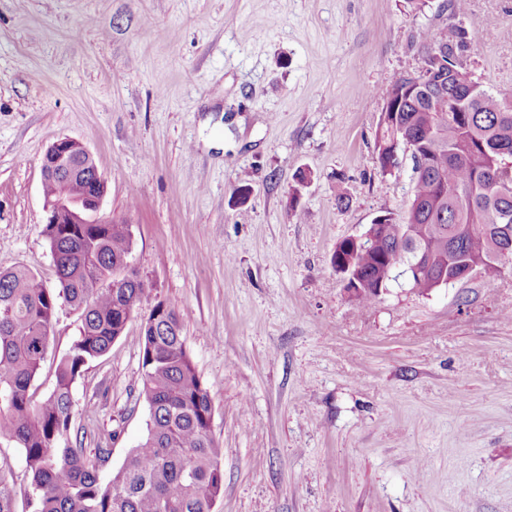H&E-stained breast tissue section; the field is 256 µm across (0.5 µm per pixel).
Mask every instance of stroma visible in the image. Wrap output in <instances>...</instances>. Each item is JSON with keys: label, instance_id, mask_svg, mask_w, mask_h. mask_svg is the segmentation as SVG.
I'll use <instances>...</instances> for the list:
<instances>
[{"label": "stroma", "instance_id": "35a3bbf8", "mask_svg": "<svg viewBox=\"0 0 512 512\" xmlns=\"http://www.w3.org/2000/svg\"><path fill=\"white\" fill-rule=\"evenodd\" d=\"M444 4L0 0V271L58 288L41 159L81 142L209 392L214 512H512V272L424 295L402 276L362 305L331 265L409 204L411 156L381 171L375 132ZM469 12L464 65L512 100V0ZM79 328L60 308L35 398ZM139 331L72 388L81 447L110 451L105 480L147 433Z\"/></svg>", "mask_w": 512, "mask_h": 512}]
</instances>
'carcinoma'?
I'll return each mask as SVG.
<instances>
[{
  "label": "carcinoma",
  "instance_id": "cac0c4a2",
  "mask_svg": "<svg viewBox=\"0 0 512 512\" xmlns=\"http://www.w3.org/2000/svg\"><path fill=\"white\" fill-rule=\"evenodd\" d=\"M447 8L458 22L424 36L425 64L441 86L431 93L410 77L400 80L376 130L382 171L396 164L392 142L411 152L407 212L386 213L369 227L368 246L346 238L332 257L354 261L356 282L347 289L361 304L421 256L425 271L407 278L422 294L438 288L443 276L453 285L479 271L491 284L502 276L500 266L512 270V105L483 90L463 66L471 50L468 28L476 25L468 0H448ZM96 169L77 153L69 173L47 176L43 193L54 199L66 185L80 199ZM43 233L59 288H45L24 267L0 271V440L23 452L27 506L32 512H212L224 493V450L210 431L211 399L186 349L179 314L139 278L112 288L132 252L129 226L46 224ZM145 302L149 317H158L156 329L136 338L147 435L105 482L99 463L110 449L98 448L91 458L70 441L72 388L89 362L125 336L127 318ZM63 306L78 315L80 333L56 366L53 389L36 401L31 387ZM0 512H17L13 477L1 468Z\"/></svg>",
  "mask_w": 512,
  "mask_h": 512
}]
</instances>
